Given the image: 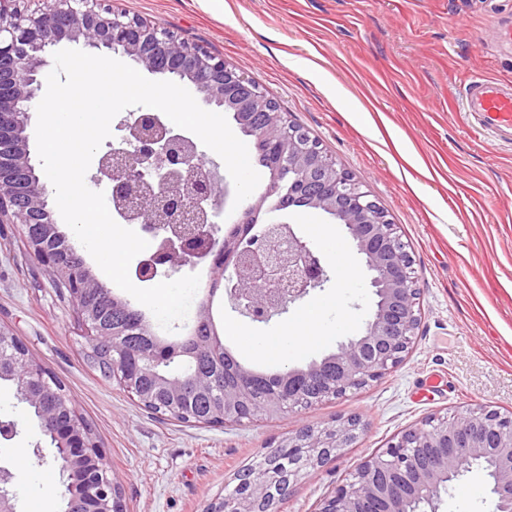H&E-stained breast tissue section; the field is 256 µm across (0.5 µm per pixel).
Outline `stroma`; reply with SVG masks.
<instances>
[{"label": "stroma", "instance_id": "obj_1", "mask_svg": "<svg viewBox=\"0 0 512 512\" xmlns=\"http://www.w3.org/2000/svg\"><path fill=\"white\" fill-rule=\"evenodd\" d=\"M114 7L196 44L259 82L289 120L316 138L386 211L408 244L419 325L397 367L361 391L221 427L151 413L92 371L67 302L30 260L20 228L0 224V324L65 387L91 425L126 512H206L234 474L303 426L359 416L355 446L308 470L280 512H318L366 457L431 417L477 405L512 411V145L474 136L462 111L471 77L512 83V0H112ZM321 258L329 279L270 321L223 304L217 326L248 368L302 367L363 333L376 302L361 255L343 226L335 245L311 227L327 214L280 213ZM322 306L324 342L281 360L256 357L251 340L293 325L303 305ZM0 419L19 423L0 439L14 466L41 434L13 388L0 383ZM57 466L16 468L22 512L60 493L44 475ZM482 471L442 494L438 512H490Z\"/></svg>", "mask_w": 512, "mask_h": 512}]
</instances>
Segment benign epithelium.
I'll use <instances>...</instances> for the list:
<instances>
[{
  "label": "benign epithelium",
  "mask_w": 512,
  "mask_h": 512,
  "mask_svg": "<svg viewBox=\"0 0 512 512\" xmlns=\"http://www.w3.org/2000/svg\"><path fill=\"white\" fill-rule=\"evenodd\" d=\"M13 2L0 0V218L10 217L23 235L26 225H40V233L26 239L28 254L51 281L67 284L70 302L84 322L85 353L104 335L85 296L103 284L91 270L76 274L46 251L45 241L62 239L64 234L47 209L46 186L31 163L27 133L31 103L47 76V50L63 41L120 52L150 73L163 74L179 85L190 82L206 103L233 113L240 125L249 128L260 122L269 183L257 199L241 204V213L247 216L263 207L268 213L283 210L281 160L286 157L288 190L299 194L306 207L344 226L362 255L377 297L363 334L282 375L288 397L267 398L262 403L267 414H279L302 399L293 389L297 381L315 382L318 402L355 393L401 362L419 324L407 244L377 202L318 145L295 131L284 134L287 123L277 104L258 91L253 80L107 0H42V9L33 13L21 12ZM121 128L126 131L121 146L99 159L98 183L105 184L116 213L156 241L154 252L138 264L139 280H152L164 268L194 267L208 260L211 285L224 287L233 308L253 322L269 321L328 281L320 257L292 225L273 216L245 244L232 235H218L212 218L224 211L229 184L221 165L204 160L192 138L167 127L157 113L141 110L128 112ZM17 360L27 365L29 376L13 371L7 379L15 385L20 402L37 406L40 391L33 377L43 365L27 355ZM142 371L170 395L179 392L181 380L160 374L156 364L145 362ZM252 378V370L239 368L236 381L225 385L224 404L215 413L226 421L252 418L244 410L256 405ZM84 428L78 416L51 441L64 486L62 497H91L98 503L97 512H112L116 485L101 451L85 440ZM359 430L360 420L350 417L326 427L308 425L288 437L283 447L300 462L286 477L281 497L288 496L302 471L321 467L337 451L351 447ZM486 462L491 463L485 471L490 512H512V412L479 405L455 420L430 418L361 461L318 512H419L413 505H432L441 490ZM269 475L263 459L235 474L232 490L240 494L217 498L207 512H274ZM0 512H20L15 474L3 466Z\"/></svg>",
  "instance_id": "7a95c632"
}]
</instances>
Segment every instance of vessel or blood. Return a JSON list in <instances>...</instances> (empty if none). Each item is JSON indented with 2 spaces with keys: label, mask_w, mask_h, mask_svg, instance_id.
<instances>
[{
  "label": "vessel or blood",
  "mask_w": 512,
  "mask_h": 512,
  "mask_svg": "<svg viewBox=\"0 0 512 512\" xmlns=\"http://www.w3.org/2000/svg\"><path fill=\"white\" fill-rule=\"evenodd\" d=\"M462 108L472 129L504 144L512 143V88L483 77L470 80Z\"/></svg>",
  "instance_id": "b4317fda"
}]
</instances>
